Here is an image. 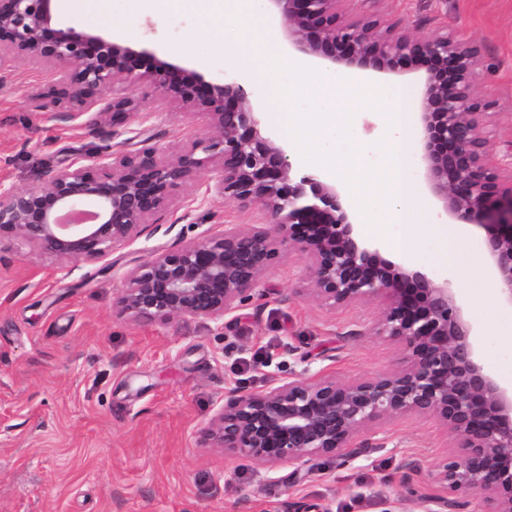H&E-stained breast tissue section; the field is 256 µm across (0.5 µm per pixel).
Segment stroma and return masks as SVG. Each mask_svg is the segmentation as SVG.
Masks as SVG:
<instances>
[{
	"label": "stroma",
	"mask_w": 512,
	"mask_h": 512,
	"mask_svg": "<svg viewBox=\"0 0 512 512\" xmlns=\"http://www.w3.org/2000/svg\"><path fill=\"white\" fill-rule=\"evenodd\" d=\"M51 8L60 23L157 50L206 79L240 75L223 61L214 17L193 0L163 8L107 0L102 11L88 0H53ZM348 9L420 38L450 31L477 46L475 91L497 102L487 146L501 153L512 139V0H350ZM12 67L16 79L0 91V180L29 188L97 140L35 110L55 79L48 66L16 59ZM131 93L146 114L119 128L113 151L150 137L174 153L205 133L201 116L157 106L152 88ZM263 220L261 207L190 190L145 238L115 244L100 262L0 243V512H421L419 496L454 444L429 415L372 422L357 439L371 452L344 463L268 465L200 442L230 388L259 390L294 374L351 381L405 366L404 347L376 333L383 299L330 308L305 292L307 255L284 244L233 328L137 321L113 309L148 249ZM392 235L407 244L398 263L449 282L478 328L485 365L511 379L512 311L500 307L483 267L484 229L465 225L449 250L423 224L393 225Z\"/></svg>",
	"instance_id": "stroma-1"
}]
</instances>
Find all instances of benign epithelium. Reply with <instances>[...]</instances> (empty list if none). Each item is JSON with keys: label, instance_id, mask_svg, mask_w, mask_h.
<instances>
[{"label": "benign epithelium", "instance_id": "benign-epithelium-1", "mask_svg": "<svg viewBox=\"0 0 512 512\" xmlns=\"http://www.w3.org/2000/svg\"><path fill=\"white\" fill-rule=\"evenodd\" d=\"M51 2L0 0V49L57 70L40 100L70 121L97 107L117 128L141 111L129 87L145 84L158 103L202 116L206 133L174 155L148 139L122 154L106 145L46 170L33 187L0 183V242L100 261L115 244L141 238L208 170L214 187L206 191L260 206L265 227L228 228L155 252L129 272L112 306L142 321L221 320L254 299L276 242L293 243L309 258L312 297L333 308L385 299L377 334L402 345L409 361L350 382L294 375L262 390L232 388L201 443L300 465L361 452L356 438L379 418L428 414L456 446L430 475L434 492L421 496L423 512H464L465 494L481 496L483 512H512V384L482 363L475 324L448 283L384 259L365 241L338 188L294 171L284 149L262 134L242 83L207 81L152 49L61 27ZM265 2L288 47L320 63L383 74L424 68L417 110L425 185L451 220L485 229L484 264L512 308V139L499 156L487 149L483 128L496 101L474 92L478 49L448 32L382 33L375 16H350L349 0Z\"/></svg>", "mask_w": 512, "mask_h": 512}]
</instances>
